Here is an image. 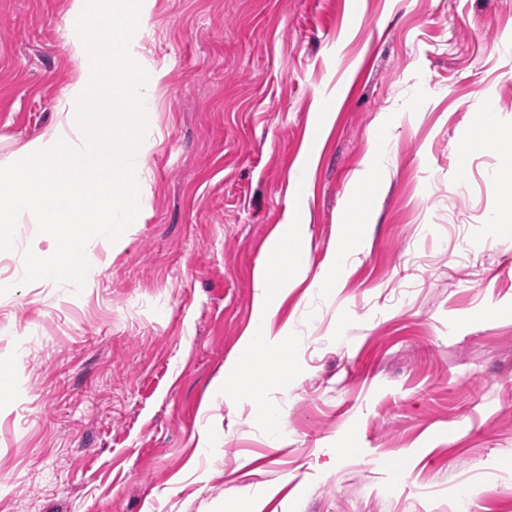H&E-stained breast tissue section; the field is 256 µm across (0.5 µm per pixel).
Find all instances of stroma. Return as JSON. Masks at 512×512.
<instances>
[{"label": "stroma", "mask_w": 512, "mask_h": 512, "mask_svg": "<svg viewBox=\"0 0 512 512\" xmlns=\"http://www.w3.org/2000/svg\"><path fill=\"white\" fill-rule=\"evenodd\" d=\"M76 20L0 0V162L77 76ZM509 41L512 0H153L131 43L156 80L147 218L89 242L79 292L23 283L36 225L0 254V512H512V153L456 165L487 106L512 129ZM375 138L366 241L277 314L298 375L270 384V436L214 381L274 228L303 225L317 274Z\"/></svg>", "instance_id": "35a3bbf8"}]
</instances>
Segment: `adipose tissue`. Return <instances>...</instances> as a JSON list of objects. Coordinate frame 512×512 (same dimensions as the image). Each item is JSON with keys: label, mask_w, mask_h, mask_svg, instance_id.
I'll list each match as a JSON object with an SVG mask.
<instances>
[{"label": "adipose tissue", "mask_w": 512, "mask_h": 512, "mask_svg": "<svg viewBox=\"0 0 512 512\" xmlns=\"http://www.w3.org/2000/svg\"><path fill=\"white\" fill-rule=\"evenodd\" d=\"M495 114H485L478 124L469 126L460 146L459 159L467 161L476 152L500 151L507 143L499 136ZM371 210L362 205L358 213H346L341 224V248L327 255L316 282L317 287L335 288L350 255L361 247L369 225ZM299 227L279 225L275 244L254 274V319L241 340V354L224 369V391L253 395L252 411L270 428L279 419L270 412L265 394L269 379L288 383L297 375L291 346L295 335L291 324L273 329L272 319L292 288L298 287L308 271V257L298 243Z\"/></svg>", "instance_id": "ef3b65f1"}]
</instances>
